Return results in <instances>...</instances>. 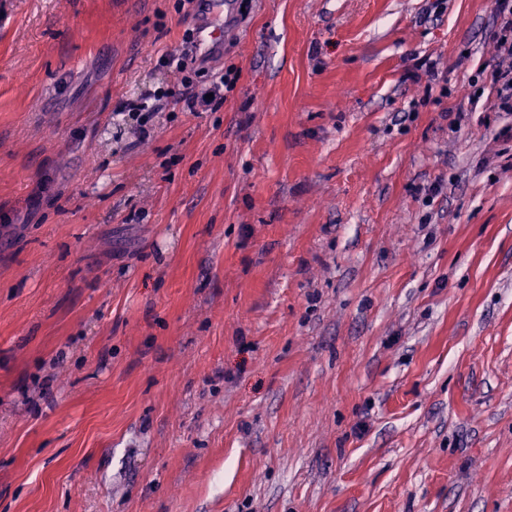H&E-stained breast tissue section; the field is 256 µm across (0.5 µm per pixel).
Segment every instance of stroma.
Here are the masks:
<instances>
[{
  "mask_svg": "<svg viewBox=\"0 0 512 512\" xmlns=\"http://www.w3.org/2000/svg\"><path fill=\"white\" fill-rule=\"evenodd\" d=\"M201 19L0 0V512H512L495 0ZM232 35V30L223 24L211 22L196 28L192 36V54L201 58L213 56Z\"/></svg>",
  "mask_w": 512,
  "mask_h": 512,
  "instance_id": "35a3bbf8",
  "label": "stroma"
}]
</instances>
